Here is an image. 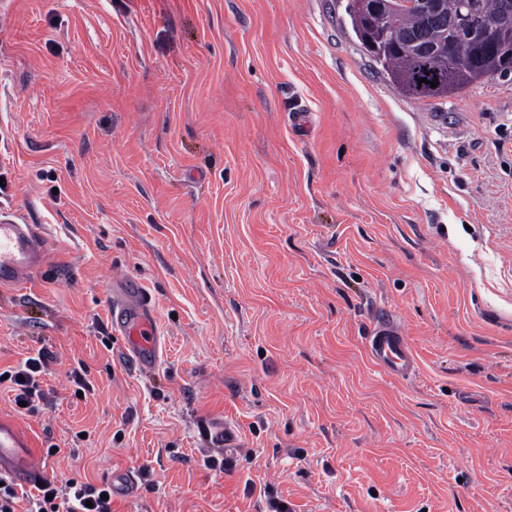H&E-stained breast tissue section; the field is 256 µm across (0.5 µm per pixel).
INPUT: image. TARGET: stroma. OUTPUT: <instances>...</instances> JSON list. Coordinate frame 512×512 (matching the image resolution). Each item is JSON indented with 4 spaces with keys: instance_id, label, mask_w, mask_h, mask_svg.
<instances>
[{
    "instance_id": "obj_1",
    "label": "stroma",
    "mask_w": 512,
    "mask_h": 512,
    "mask_svg": "<svg viewBox=\"0 0 512 512\" xmlns=\"http://www.w3.org/2000/svg\"><path fill=\"white\" fill-rule=\"evenodd\" d=\"M346 3L0 0V214L50 244L0 290V371L56 357L52 405L2 388L0 416L57 480L134 475L112 512H263L266 485L293 512H512V74L406 97ZM118 276L157 368L109 329ZM390 314L410 381L363 347ZM114 282L111 332L121 338L134 365L153 368L161 359L163 341L158 334L151 295L136 282L123 278H116Z\"/></svg>"
}]
</instances>
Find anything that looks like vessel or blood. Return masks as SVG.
Segmentation results:
<instances>
[{"label": "vessel or blood", "mask_w": 512, "mask_h": 512, "mask_svg": "<svg viewBox=\"0 0 512 512\" xmlns=\"http://www.w3.org/2000/svg\"><path fill=\"white\" fill-rule=\"evenodd\" d=\"M49 242L40 225L21 224L0 214V288L27 283L45 265ZM110 329L120 337L131 362L139 367L158 365L163 341L158 334L156 311L149 291L138 283L116 279L112 291ZM374 365L387 376L409 380L418 372V361L407 343L401 323L379 320L364 339ZM23 485L42 481L46 473L28 436L11 419L0 418V475Z\"/></svg>", "instance_id": "b4317fda"}]
</instances>
